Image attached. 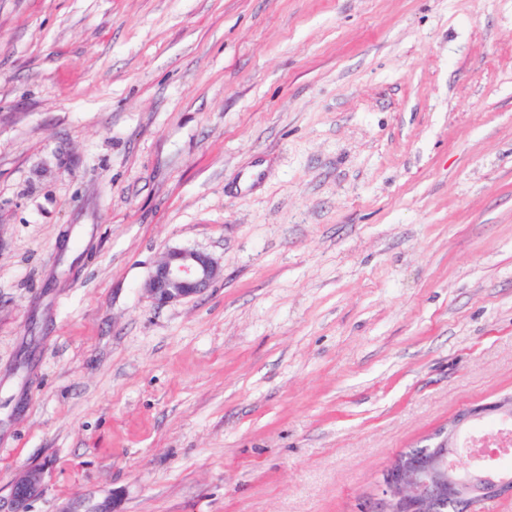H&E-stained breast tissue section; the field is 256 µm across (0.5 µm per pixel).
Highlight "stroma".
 I'll return each mask as SVG.
<instances>
[{"label": "stroma", "instance_id": "stroma-1", "mask_svg": "<svg viewBox=\"0 0 512 512\" xmlns=\"http://www.w3.org/2000/svg\"><path fill=\"white\" fill-rule=\"evenodd\" d=\"M510 394L512 0H0V512H362ZM218 263L188 247L167 250L150 274L145 290L159 305L176 303L204 293L218 278ZM43 471L39 467L31 466L22 470L12 483L11 502L12 510L9 512H28V506L42 491Z\"/></svg>", "mask_w": 512, "mask_h": 512}]
</instances>
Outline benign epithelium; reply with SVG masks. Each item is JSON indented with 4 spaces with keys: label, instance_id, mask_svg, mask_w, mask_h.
I'll list each match as a JSON object with an SVG mask.
<instances>
[{
    "label": "benign epithelium",
    "instance_id": "obj_1",
    "mask_svg": "<svg viewBox=\"0 0 512 512\" xmlns=\"http://www.w3.org/2000/svg\"><path fill=\"white\" fill-rule=\"evenodd\" d=\"M218 263L210 255L188 247L167 250L150 274L145 290L160 305L176 303L204 293L218 278ZM512 418V398L459 411L448 426V434L429 447L398 454L382 480V497L374 512H436L439 503L476 512L483 501L512 494V476L492 468L493 455L484 463L459 464L458 436L471 424L488 416ZM43 471L31 466L12 483L11 512H28L42 491Z\"/></svg>",
    "mask_w": 512,
    "mask_h": 512
}]
</instances>
